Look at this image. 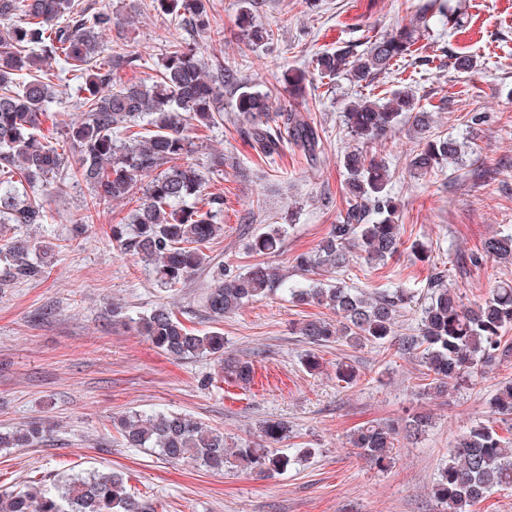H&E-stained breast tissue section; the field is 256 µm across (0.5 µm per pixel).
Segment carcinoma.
<instances>
[{"label": "carcinoma", "mask_w": 512, "mask_h": 512, "mask_svg": "<svg viewBox=\"0 0 512 512\" xmlns=\"http://www.w3.org/2000/svg\"><path fill=\"white\" fill-rule=\"evenodd\" d=\"M161 11L180 19L195 32H206L210 21L204 0H157ZM439 15L448 27L460 30L464 15L450 0H426L417 10V26L399 27L369 41L367 52L351 47L325 52L315 59L314 71L333 80L344 73L355 84L369 87L381 74H401L411 55L417 30L429 27ZM249 40L261 46L274 42V33L252 25L245 13L239 17ZM121 24L105 8L79 0H0V224L49 225L50 216L36 187L48 188L65 169L69 157L42 130L48 104L55 99L57 84L43 64L59 59L68 71L84 80L87 95L80 102L84 118L69 127L70 152L78 156L77 173L89 184L91 208L129 197L145 177L141 203L125 224L112 225V241L153 267L164 288L189 278L208 264L202 246L224 234L218 220L224 213V195L202 197L204 172L183 159L191 152L188 132L211 128L224 120V91L235 98L242 133L274 157L291 145L306 156L319 153L320 136L309 115L275 103L260 83L243 82L238 71L226 67L207 69L195 42L181 41L164 58L159 78L151 85L112 84V69L119 64L138 66L139 56L126 52L101 57L100 34ZM288 96L307 95L313 78L305 70L284 73ZM410 114L419 131L432 127L433 113L423 110L415 98L398 91L384 103L363 97L344 112L349 136L372 141L385 137L403 113ZM460 145L436 136L424 139L410 161L419 171L442 169L459 159ZM347 209L330 225L315 250L296 255L295 268L302 272L324 269L336 274L350 264L352 252L374 267L394 256L401 245L399 215L388 189L389 167L385 159L367 157L356 150L345 155ZM285 229L273 225L257 234L250 248L257 255L279 251ZM52 243L38 247L24 237L0 244V264L17 279L33 280L45 273ZM512 257V234L494 236L483 253L472 255L474 264L483 256ZM286 279L265 263L243 272H217L205 306L215 322H221L244 305L280 289L293 301L325 305L336 312L337 323L312 318L302 323L300 334L307 343L325 346L343 340L352 346L383 345L393 341L394 326L402 309L414 298L400 285L366 294L340 280L312 282L284 288ZM140 332L173 360L209 357L226 376L247 386L254 378L250 362L224 355V334H197L176 317L172 309L158 305L138 317ZM512 327V282L491 289L481 302L468 306L448 286L442 272L427 283L417 333L405 336L398 350L420 357L428 383L424 392L448 395V386L475 384L486 370L501 360L512 346L504 333ZM491 410L512 415V384L498 389ZM429 426V415L416 413L405 431L419 435ZM121 435L128 448H148L166 461L191 459L212 472H222L231 460L258 475L285 470L291 459L273 445L286 437L288 427L277 421L264 423L260 439L230 450L224 433L180 412H135L121 420ZM397 429L371 421L348 437L350 447L375 467L385 470L394 463ZM45 436L38 423L22 429L0 431V448H28ZM512 485V448L503 444L483 423L462 434L448 453V465L433 488V496L448 512H469L474 502L490 490ZM0 512H149L127 491L122 475L90 471L67 474L52 485H28L0 494Z\"/></svg>", "instance_id": "1"}]
</instances>
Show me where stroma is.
<instances>
[{
  "label": "stroma",
  "mask_w": 512,
  "mask_h": 512,
  "mask_svg": "<svg viewBox=\"0 0 512 512\" xmlns=\"http://www.w3.org/2000/svg\"><path fill=\"white\" fill-rule=\"evenodd\" d=\"M124 19L104 33L102 54L135 52L139 68L114 72L112 81L152 83L173 44L189 36L155 0H88ZM422 0H258L255 25L273 30L278 47L252 45L239 25L243 0H205L212 30L194 36L208 64L238 70L288 104L283 75L311 69L316 53L353 46L405 26ZM465 14L457 33L437 24L419 31V59L404 71L416 97L432 112L433 134L456 140L461 156L443 170L421 173L409 162L421 138L401 118L387 139L353 140L343 112L359 97L381 98L398 89L395 77L361 88L346 77L315 82L298 105L318 126L316 159L291 147L269 159L240 135L234 98L224 97V122L192 132L191 162L204 167L206 191L224 195V233L206 244L207 267L173 288L160 287L138 256L120 250L111 227L137 209L138 195L101 206L85 221L92 189L76 179L44 193L56 239L46 273L14 280L0 268V430L33 421L53 432L31 448L0 450V493L51 483L59 473H123L130 494L151 512H443L432 485L448 463L455 439L476 423L512 441V418L492 413L491 397L512 381V356L479 384L434 399L424 395L415 355L396 346L345 342L312 349L299 332L304 320L334 319L332 310L297 304L277 292L251 302L217 323L204 306L218 269L242 271L257 262L248 245L270 224L284 225L280 253L265 261L288 282H306L294 257L314 249L345 210L343 156L359 149L385 158L390 190L399 205L404 248L384 264L353 259L341 278L365 292L397 284L422 291L435 270L445 271L464 303L487 297L512 281V263L492 257L470 262L484 241L512 232V0H452ZM473 57L472 72L457 73L452 59ZM51 73L61 84L45 134L67 145L69 125L80 122V86L61 61ZM223 154V167L212 164ZM422 242L428 260L408 244ZM172 308L187 328L224 334L226 353L252 363L251 385L225 376L206 358L174 361L157 350L135 324L156 305ZM320 366L307 371L306 353ZM357 370L353 384L336 378L338 362ZM180 411L224 433L229 447L252 440L267 421L290 431L278 445L291 465L263 477L239 467L214 473L194 462L173 465L145 448L123 443L117 419L135 411ZM423 411L431 424L418 439H400L395 461L380 470L354 454L347 435L370 420L397 423Z\"/></svg>",
  "instance_id": "stroma-1"
}]
</instances>
